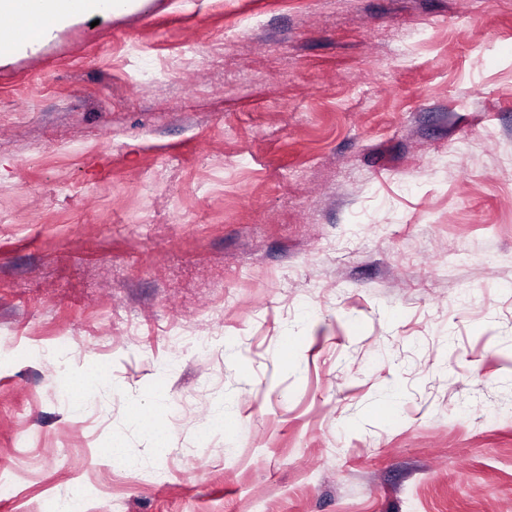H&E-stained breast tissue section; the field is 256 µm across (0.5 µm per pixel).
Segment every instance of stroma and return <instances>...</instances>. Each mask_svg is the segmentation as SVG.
Listing matches in <instances>:
<instances>
[{
    "mask_svg": "<svg viewBox=\"0 0 512 512\" xmlns=\"http://www.w3.org/2000/svg\"><path fill=\"white\" fill-rule=\"evenodd\" d=\"M1 215L0 512H512V0L83 19ZM163 419L164 412L157 405H154L153 409L140 413L137 417L140 426L160 445L164 444L167 439V429L163 423ZM153 421L156 423L155 426L153 425Z\"/></svg>",
    "mask_w": 512,
    "mask_h": 512,
    "instance_id": "obj_1",
    "label": "stroma"
}]
</instances>
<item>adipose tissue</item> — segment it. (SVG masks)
<instances>
[{
  "label": "adipose tissue",
  "instance_id": "ef3b65f1",
  "mask_svg": "<svg viewBox=\"0 0 512 512\" xmlns=\"http://www.w3.org/2000/svg\"><path fill=\"white\" fill-rule=\"evenodd\" d=\"M138 0H0V14L13 17L0 30V64L21 47L54 30L91 15H118L135 8Z\"/></svg>",
  "mask_w": 512,
  "mask_h": 512
}]
</instances>
